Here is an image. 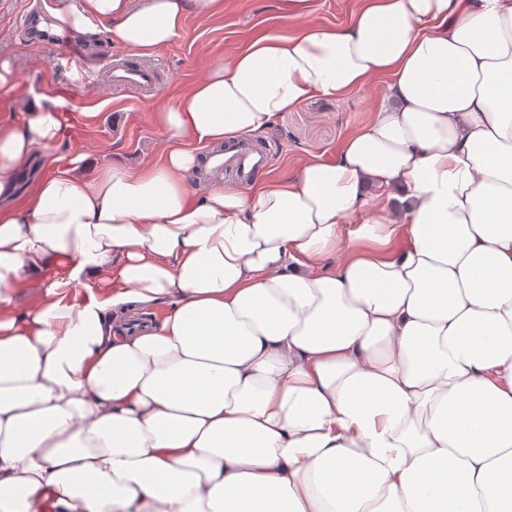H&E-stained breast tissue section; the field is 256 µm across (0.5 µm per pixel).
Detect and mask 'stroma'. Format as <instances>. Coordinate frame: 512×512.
Returning <instances> with one entry per match:
<instances>
[{"label":"stroma","mask_w":512,"mask_h":512,"mask_svg":"<svg viewBox=\"0 0 512 512\" xmlns=\"http://www.w3.org/2000/svg\"><path fill=\"white\" fill-rule=\"evenodd\" d=\"M37 2L0 0V61L8 60L11 68V88L0 94V122L21 119L34 96L51 98L62 125L48 153L62 168L79 159L77 173L85 180L108 163L137 169L157 162L168 143L152 119L157 107L173 103L204 72L266 30L284 35L294 30L281 17L279 0H224L223 14L188 16L181 37L145 59L157 83L134 94L113 89L108 80L113 63L132 54L112 45L105 32L82 35L86 53L81 57L30 39L23 19ZM383 88L377 79L346 97H316L280 113L256 136L273 153L268 176L293 170L313 155L332 159L342 141L369 120Z\"/></svg>","instance_id":"obj_1"}]
</instances>
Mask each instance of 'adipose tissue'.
Returning a JSON list of instances; mask_svg holds the SVG:
<instances>
[{
	"instance_id": "ef3b65f1",
	"label": "adipose tissue",
	"mask_w": 512,
	"mask_h": 512,
	"mask_svg": "<svg viewBox=\"0 0 512 512\" xmlns=\"http://www.w3.org/2000/svg\"><path fill=\"white\" fill-rule=\"evenodd\" d=\"M223 10L80 0L76 25L148 56ZM280 10L296 34L154 111L157 164L0 209V512H512V0ZM380 76L335 159L192 181L198 145ZM58 130L42 96L0 125V202ZM315 11L311 17L313 22L325 26L345 24L350 13L356 8V0H314Z\"/></svg>"
}]
</instances>
